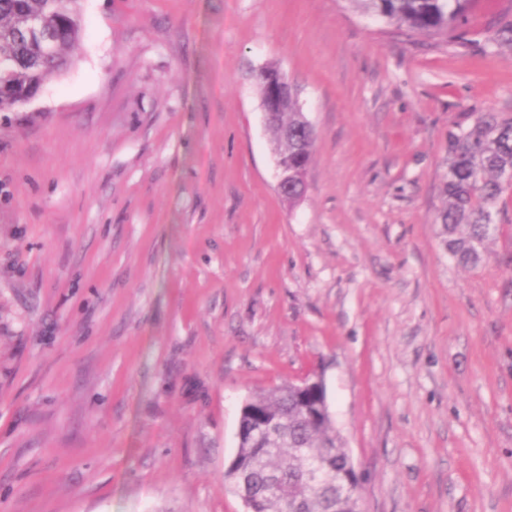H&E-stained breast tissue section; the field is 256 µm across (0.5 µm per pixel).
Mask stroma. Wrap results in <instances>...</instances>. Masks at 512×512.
<instances>
[{
  "mask_svg": "<svg viewBox=\"0 0 512 512\" xmlns=\"http://www.w3.org/2000/svg\"><path fill=\"white\" fill-rule=\"evenodd\" d=\"M509 21L83 0L74 67L0 119V512H244L242 403L313 376L364 512H512V192L478 267L436 222L449 128L512 113ZM267 65L316 132L292 206Z\"/></svg>",
  "mask_w": 512,
  "mask_h": 512,
  "instance_id": "stroma-1",
  "label": "stroma"
}]
</instances>
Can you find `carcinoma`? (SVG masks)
<instances>
[{"label":"carcinoma","instance_id":"obj_1","mask_svg":"<svg viewBox=\"0 0 512 512\" xmlns=\"http://www.w3.org/2000/svg\"><path fill=\"white\" fill-rule=\"evenodd\" d=\"M82 0H0V112L18 107L14 95L44 85L72 65L70 48L82 26ZM362 13L427 37L464 42L476 0H348ZM40 16L55 34L49 58L38 57L22 35L23 18ZM304 112L279 113L269 130L288 157L294 176H305L313 158ZM512 189V114L480 113L448 130L445 205L438 220L442 243L462 267L478 265L498 229V204ZM326 387L285 382L250 400L242 415L245 431L236 466L224 481L256 495L257 512H336V473L349 455L336 430ZM275 423L269 433L251 435L254 415Z\"/></svg>","mask_w":512,"mask_h":512}]
</instances>
